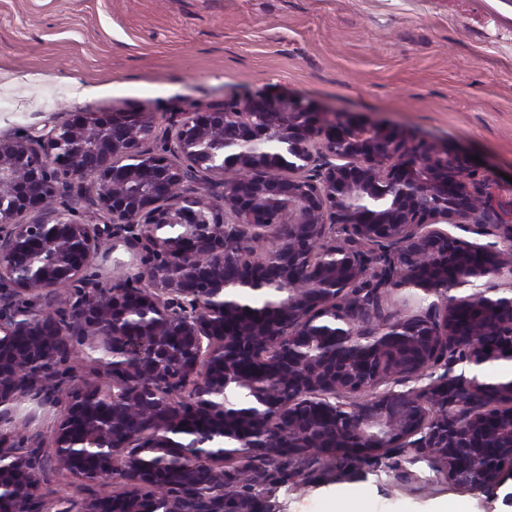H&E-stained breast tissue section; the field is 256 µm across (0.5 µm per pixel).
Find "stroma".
<instances>
[{
    "instance_id": "obj_1",
    "label": "stroma",
    "mask_w": 512,
    "mask_h": 512,
    "mask_svg": "<svg viewBox=\"0 0 512 512\" xmlns=\"http://www.w3.org/2000/svg\"><path fill=\"white\" fill-rule=\"evenodd\" d=\"M471 0H0V136L71 112L139 109L166 119L227 97L279 95L354 115L481 160L512 185V30L471 37ZM62 408L16 406L28 446L50 457ZM125 486L50 476V500L79 512ZM263 512H512V480L463 490L402 448L367 462L313 458L260 479Z\"/></svg>"
}]
</instances>
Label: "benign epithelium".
<instances>
[{
    "label": "benign epithelium",
    "mask_w": 512,
    "mask_h": 512,
    "mask_svg": "<svg viewBox=\"0 0 512 512\" xmlns=\"http://www.w3.org/2000/svg\"><path fill=\"white\" fill-rule=\"evenodd\" d=\"M82 204L102 222L79 219ZM108 241L140 249L138 275H87ZM231 267L246 274L230 281ZM479 280L484 293L465 292ZM402 288L438 301L385 310ZM76 346L102 348L94 369L111 384L65 393L53 464L82 483L120 476L124 512H149L148 490L169 480L144 454L188 460L179 487L197 493L173 495L169 512H255L224 495L222 464L274 435L299 438L276 448L296 461L410 448L459 486H497L511 468L462 469L455 449L474 438L512 459V378L483 376L512 361V196L461 153L280 97L192 106L163 129L142 110L74 112L0 137V424L24 395L56 400ZM440 365L424 387L381 389ZM43 474L35 450L0 432V512H51Z\"/></svg>",
    "instance_id": "obj_1"
}]
</instances>
